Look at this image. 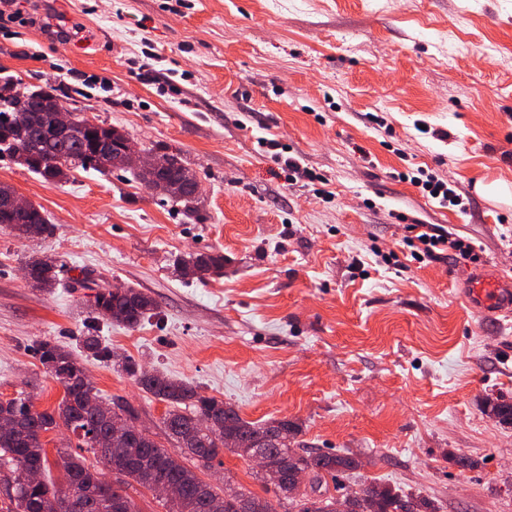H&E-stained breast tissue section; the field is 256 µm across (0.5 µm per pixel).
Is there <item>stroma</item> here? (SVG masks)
I'll return each instance as SVG.
<instances>
[{
	"instance_id": "obj_1",
	"label": "stroma",
	"mask_w": 512,
	"mask_h": 512,
	"mask_svg": "<svg viewBox=\"0 0 512 512\" xmlns=\"http://www.w3.org/2000/svg\"><path fill=\"white\" fill-rule=\"evenodd\" d=\"M33 26L0 35V76L53 82L71 107L180 154L200 184L195 217L131 173L51 182L0 158V183L55 229L0 224V399L64 395L35 345L82 358L104 401L132 406L164 440L168 405L84 353L113 354L232 403L242 418H289L296 441L365 459L346 491L388 483L440 512H512V320L475 315L457 278L469 262L416 263L406 225L473 241L479 267L512 278V204L475 184L512 185V0H26ZM327 178L287 180L267 153ZM428 169L462 208L405 180ZM218 251L224 273L183 279L176 261ZM63 263L53 291L25 264ZM132 287L156 316L95 318L82 273ZM468 467H461L460 459ZM226 482L276 500L252 462L225 453ZM33 217L40 224H12L11 229L19 236L26 237H50L54 233V224H50L44 212L35 207Z\"/></svg>"
}]
</instances>
